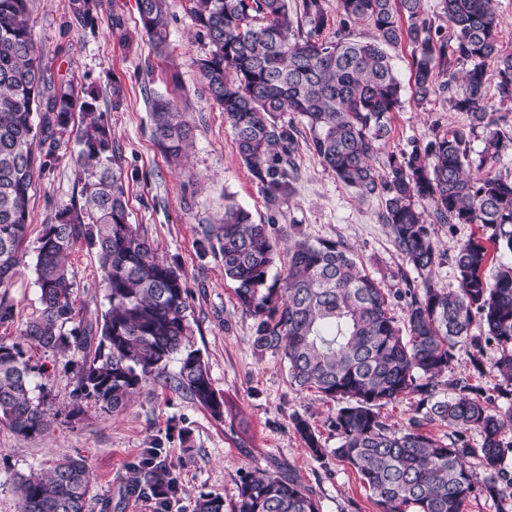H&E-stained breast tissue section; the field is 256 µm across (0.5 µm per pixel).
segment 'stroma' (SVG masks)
I'll use <instances>...</instances> for the list:
<instances>
[{"instance_id":"1","label":"stroma","mask_w":512,"mask_h":512,"mask_svg":"<svg viewBox=\"0 0 512 512\" xmlns=\"http://www.w3.org/2000/svg\"><path fill=\"white\" fill-rule=\"evenodd\" d=\"M192 8V0H168L169 45L161 55L137 30L136 0H103L90 25L73 15L70 0H30L28 19L42 67L71 74L98 91L97 110L112 130L129 185L130 221L152 241L161 260L183 273L194 312V345L209 367L214 389L232 409L215 419L189 397L156 382L120 413L107 415L93 402L75 401L74 369L65 358L26 345L31 365L41 370L37 381L51 423L27 438L0 424V512H20L17 475L49 467L64 456L84 458L92 472L95 497L88 512H101L106 502L110 512H152L150 500L133 489L130 476L144 449L161 436L180 485L171 512H193L195 499L208 493L223 496L229 510L245 473L285 470L301 478L320 512H380L356 471L332 453L338 444L329 425L334 403L291 385L280 354L254 351L253 319L239 308L220 257L199 247L208 225L222 217L226 200L242 205L258 221L269 213L222 109L200 79L198 61L209 45L198 34ZM116 16L134 31L132 47L113 40ZM116 80L124 92L117 109L112 106ZM157 95L177 101L195 127L194 147L178 164L153 140L150 100ZM403 100L392 116L389 139L373 161L381 174L390 154L411 152L434 132L469 122L447 96L419 104L407 92ZM308 139V132H301L295 193L276 221L281 235L297 231L350 250L389 293L391 313L401 323L406 302L399 294L405 288L420 289L429 282L458 290L453 256L476 225H434L440 263L432 274L417 272L393 243L382 220L381 199L359 196L338 182L313 155ZM76 155L73 138L63 137L31 192L27 266L7 290L14 317L0 323V338L6 341H21L26 323L40 311L36 247L44 225L81 200ZM69 261L75 307L85 320H96L107 307L97 255L80 242ZM297 415L316 430L323 456L305 448L292 425Z\"/></svg>"}]
</instances>
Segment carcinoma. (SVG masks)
<instances>
[{
    "label": "carcinoma",
    "instance_id": "1",
    "mask_svg": "<svg viewBox=\"0 0 512 512\" xmlns=\"http://www.w3.org/2000/svg\"><path fill=\"white\" fill-rule=\"evenodd\" d=\"M29 0H0V288L25 265L29 192L69 131L80 108L88 118L77 132L84 204L61 210L38 239L35 262L40 313L25 339L54 353H81L75 394L106 413L122 409L151 381L163 378L216 419L227 411L213 388L209 368L194 348L192 306L182 274L159 260L138 225L129 220L126 178L111 129L96 114L98 94L65 74L45 75L28 23ZM75 17L94 19L99 0H70ZM199 32L210 50L199 72L211 98L224 110L237 152L267 208L277 211L293 195L298 174L297 129L278 123L288 112L305 120L318 161L345 187L384 201L383 222L415 269L430 273L438 255L434 224H478L488 237L461 243L454 255L460 288L409 287L407 324L390 312L387 293L342 246L293 239L285 272L275 221L256 222L235 202L224 205L203 247L217 253L224 276L235 284L237 304L255 322L252 347L280 353L290 384L315 390L337 403L329 420L339 443L332 453L352 466L381 512H465L484 493L512 512V406L491 409L486 390L468 379L449 385L453 396L435 398L438 378L464 343L473 368L482 372L485 347L498 350L496 387H512V180L482 170L512 150V136L495 127L488 104L486 65L495 66L499 104H512V55L500 54L503 22L496 0H441L451 34L433 36L423 0H336V39L322 37L330 24L324 0H192ZM141 31L162 51L168 42L166 0H136ZM364 22L372 39L342 34ZM112 37L127 48L132 33L112 17ZM408 41L412 94L419 104L442 93L451 107L470 115L467 126L437 132L410 154L389 156L378 174L371 160L385 146L390 116L403 104L404 88L388 49ZM472 63L463 72L457 64ZM154 142L177 161L192 147L194 128L169 98L153 100ZM483 128L484 147L470 155L471 137ZM426 200L430 210L417 201ZM82 239L96 251L107 308L102 323L79 317L73 300L69 256ZM494 264V274L485 269ZM483 333L471 335L473 323ZM178 371L168 375L171 360ZM37 371L19 342L0 339V423L29 437L49 426L35 391ZM415 394L425 416L392 429L379 409ZM435 421L457 428L446 444L422 432ZM293 426L316 457L324 448L301 416ZM476 431L481 447L466 433ZM481 460L479 479L467 459ZM133 485L152 501L153 512H170L179 494L165 447L156 438L134 469ZM21 512H87L93 480L86 461L65 457L49 468L17 476ZM194 512H224V497L202 494ZM233 512H320L298 476L248 473Z\"/></svg>",
    "mask_w": 512,
    "mask_h": 512
}]
</instances>
